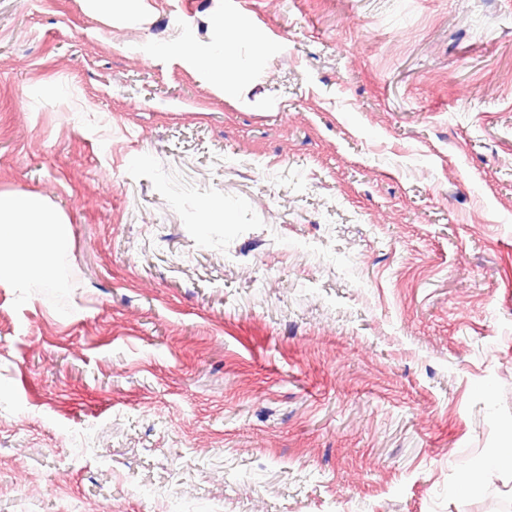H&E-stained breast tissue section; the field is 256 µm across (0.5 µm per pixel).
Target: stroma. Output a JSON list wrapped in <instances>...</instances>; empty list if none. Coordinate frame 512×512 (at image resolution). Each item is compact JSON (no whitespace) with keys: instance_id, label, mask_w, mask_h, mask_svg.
Here are the masks:
<instances>
[{"instance_id":"obj_1","label":"stroma","mask_w":512,"mask_h":512,"mask_svg":"<svg viewBox=\"0 0 512 512\" xmlns=\"http://www.w3.org/2000/svg\"><path fill=\"white\" fill-rule=\"evenodd\" d=\"M0 193V512L512 504V0H0ZM193 58L210 79L222 84L233 80L232 74L224 68V51L197 49L193 52ZM68 222L35 195L0 194V284H51L47 254L67 243Z\"/></svg>"}]
</instances>
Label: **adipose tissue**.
Masks as SVG:
<instances>
[{"mask_svg": "<svg viewBox=\"0 0 512 512\" xmlns=\"http://www.w3.org/2000/svg\"><path fill=\"white\" fill-rule=\"evenodd\" d=\"M67 240L65 217L40 197L0 194V282L25 288L51 283L54 270L47 255Z\"/></svg>", "mask_w": 512, "mask_h": 512, "instance_id": "obj_1", "label": "adipose tissue"}]
</instances>
